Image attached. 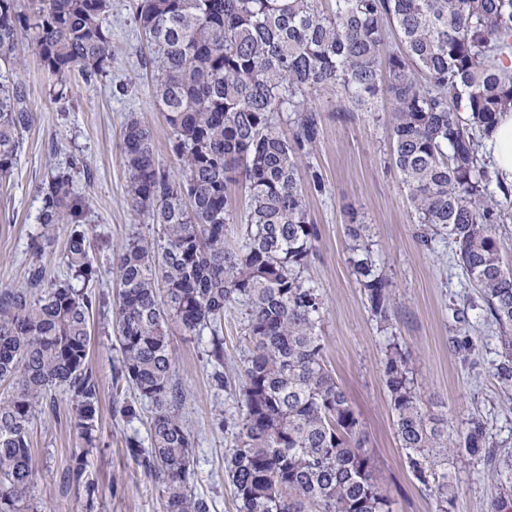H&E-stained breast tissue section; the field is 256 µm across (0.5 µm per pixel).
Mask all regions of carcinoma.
Wrapping results in <instances>:
<instances>
[{"label": "carcinoma", "mask_w": 512, "mask_h": 512, "mask_svg": "<svg viewBox=\"0 0 512 512\" xmlns=\"http://www.w3.org/2000/svg\"><path fill=\"white\" fill-rule=\"evenodd\" d=\"M138 0L136 22L150 49L154 98L170 129L179 170L156 158L152 132L127 122L122 158L132 205L156 225L131 232L117 255V302L45 278L32 264L21 286H0V512L28 508L30 423L52 390L65 388L87 442L99 421L90 367L91 318H111L121 352L117 378L153 407L149 446L127 447L161 482L165 512H211L192 490L191 433L179 410L170 326L210 332L214 378L224 386V313L241 311L249 345L240 420L224 459L237 512H393L364 451L366 436L347 393L325 363L320 288L305 276L318 239L305 190L321 175L299 159L320 142L315 98L332 90L339 118L392 105L393 160L417 240L454 244V259L478 289L501 351L494 377L512 392V268L495 225L512 189L480 154L481 138L512 111V0ZM111 0H0V180L10 176L32 127L27 86L16 79L21 31L32 32L48 93L68 103L80 82L112 68ZM290 123L286 136L281 123ZM81 162L56 167L38 187L41 238L66 225L64 263L82 285L103 280L87 249L88 198L74 190ZM242 184L248 219L230 243L229 188ZM348 249L372 321L388 330L390 284L376 267L367 225L350 215ZM383 373L400 446L434 512H452L448 453L481 455L512 496V453L489 446L472 419L453 439L421 402L409 357L386 337Z\"/></svg>", "instance_id": "1"}]
</instances>
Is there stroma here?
I'll use <instances>...</instances> for the list:
<instances>
[{
    "mask_svg": "<svg viewBox=\"0 0 512 512\" xmlns=\"http://www.w3.org/2000/svg\"><path fill=\"white\" fill-rule=\"evenodd\" d=\"M111 3L112 69L100 81L75 88L66 112H59L46 91L29 37L19 36L23 64L16 77L30 90L36 118L10 177L0 182V285H22L34 263L43 265L49 280L64 275L65 229H58L40 253L30 249L41 232L37 189L51 167L75 158L83 163L74 180L91 202L89 241L94 260L106 271L103 292L118 294L116 257L132 228L145 232L152 227L129 198L122 132L131 119L149 127L160 163L171 170L169 128L143 65L148 48L135 20L136 0ZM316 105L321 140L302 164L317 169L325 183L324 192L307 198L318 240L306 272L324 300L325 360L363 425L366 449L395 512H434L399 445L381 365L384 334L370 319L347 249L349 211L358 212L367 225L377 262L391 283L393 330L409 354L426 410L447 420L453 438L466 431L469 420L481 419L493 446L512 451V394L499 387L491 369L500 349L496 331L475 306L478 294L454 263L451 240L438 237L426 247L417 241L393 164L390 102L379 100L376 111L357 112L348 120L338 118L333 93H321ZM459 309L467 312L465 322L454 319ZM91 323L89 363L101 396L95 441L86 443L78 433L68 392L53 390L54 408L36 410L30 425L31 512H85L89 483L98 490L94 512H164L161 485L126 446L132 438L147 441L152 407L139 404L133 419L121 414V406L133 398L125 381L114 376L121 354L111 326L97 315ZM243 328L238 311L225 313L224 374L231 384L223 388L212 379L209 336L171 330L175 374L184 392L181 414L193 440V490L212 501L213 512H236L224 457L241 413ZM457 336L469 338V356L456 352L452 340ZM79 459L85 469L82 483L76 484L67 476ZM448 474L457 491L455 512H490L497 488L482 458L455 452L448 458Z\"/></svg>",
    "mask_w": 512,
    "mask_h": 512,
    "instance_id": "1",
    "label": "stroma"
}]
</instances>
